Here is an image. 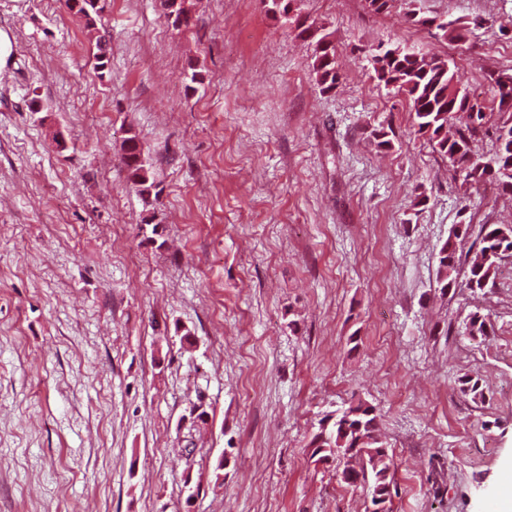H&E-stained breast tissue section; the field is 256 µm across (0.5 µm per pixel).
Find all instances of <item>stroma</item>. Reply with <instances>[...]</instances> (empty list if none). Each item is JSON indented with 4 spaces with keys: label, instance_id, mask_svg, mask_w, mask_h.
<instances>
[{
    "label": "stroma",
    "instance_id": "35a3bbf8",
    "mask_svg": "<svg viewBox=\"0 0 512 512\" xmlns=\"http://www.w3.org/2000/svg\"><path fill=\"white\" fill-rule=\"evenodd\" d=\"M187 5L177 31L160 0H108L100 72L65 0H0V512H364L310 448L357 399L393 453V512H496L512 261L483 294H441L435 273L453 225H512V197L461 189L370 51L449 60L492 104L512 0H294L335 45L326 94L313 42L267 0ZM414 5L467 41L413 24ZM129 132L156 194L126 179ZM475 310L489 343L445 336Z\"/></svg>",
    "mask_w": 512,
    "mask_h": 512
}]
</instances>
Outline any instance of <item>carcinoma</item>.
Listing matches in <instances>:
<instances>
[{
  "mask_svg": "<svg viewBox=\"0 0 512 512\" xmlns=\"http://www.w3.org/2000/svg\"><path fill=\"white\" fill-rule=\"evenodd\" d=\"M74 13L95 28L106 8V0H80ZM185 0H161L165 17L172 26L188 29L192 16ZM411 20L420 26H436L451 42H463L469 27L457 20L445 21L438 16H425L410 11ZM298 36L317 37L312 69L321 92H330L339 83L336 51L330 34L316 36L320 27L300 15L293 20ZM372 78L385 86L403 92L410 101L417 132L426 137L433 149L448 160L462 177V184L473 186L493 181L498 188L512 194V73L506 71L493 78L498 113L485 111V106L470 92L454 83L449 62L428 58L413 51L395 48L377 49L371 55ZM494 130L496 150L488 158L475 154L476 138ZM120 162L128 181L142 194H150L155 182L147 167L143 148L135 134H128L121 144ZM470 243L464 248V243ZM512 256V225L455 224L442 245L437 264L436 284L441 294L464 285L472 292H482L495 285L501 261ZM458 334L476 343L489 336V321L478 311L463 320ZM462 393L475 402L485 400L479 380H460ZM310 447L316 462L335 459L344 462L341 481L349 486H362L370 497L368 512H390L388 504L398 495L393 476L394 461L379 433L375 408L359 400L350 403L331 419L318 421Z\"/></svg>",
  "mask_w": 512,
  "mask_h": 512,
  "instance_id": "1",
  "label": "carcinoma"
}]
</instances>
